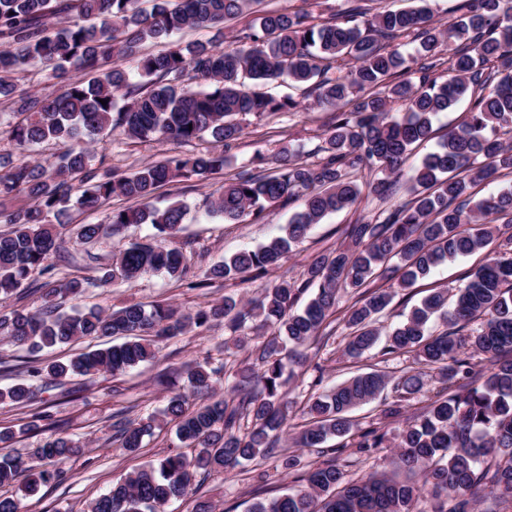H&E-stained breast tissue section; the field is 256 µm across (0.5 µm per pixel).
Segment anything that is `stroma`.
Wrapping results in <instances>:
<instances>
[{"instance_id":"35a3bbf8","label":"stroma","mask_w":512,"mask_h":512,"mask_svg":"<svg viewBox=\"0 0 512 512\" xmlns=\"http://www.w3.org/2000/svg\"><path fill=\"white\" fill-rule=\"evenodd\" d=\"M266 92L276 97L293 95L301 106L298 111L291 113L243 116L241 124L244 132L233 146L230 163L224 171L188 182L166 184L155 191L151 200L152 205L161 208L174 201L186 205L188 213L182 229L176 237L168 239L167 244L180 249L195 266H209L281 235L289 217L302 208V202L298 199L284 207L277 205L269 208L264 218L253 224H227L222 218L207 213L210 200L220 192L225 180L248 168L255 153L261 152L271 157L288 144L310 151L322 140L328 110L317 107L313 99L303 96L302 92H290L285 85L267 86ZM208 146L205 140L189 144L134 142L115 133L100 139L93 149L96 158L104 159L106 166L128 174L162 154H190ZM129 205L128 199L115 196L104 205L73 211L63 217L60 232L74 260L60 269L58 280L95 276L94 263L87 260L83 247L75 241L76 227L84 223H107L112 210ZM379 207L378 200L364 195L353 206L314 225L308 237L294 248L287 264L270 272L263 280L223 281L209 288L189 289L158 273L132 283L93 289L77 299L66 298L63 308L68 311L76 306H99L117 310L134 303H169L179 310L191 311L222 300L227 295L248 300L260 296L266 284H275L284 279L297 280L312 254L335 249L343 240L345 225L370 218ZM486 257V251L480 250L438 267L428 278L418 282L409 294L394 298V312L382 318V326H394L397 313L409 311L429 289L456 292L464 285L466 274L482 265ZM345 334V329L340 328L327 341L309 344L306 365L296 369L294 378L287 385L289 397L303 398L313 385L318 386L319 390H327L361 372L378 370L397 378L416 366L413 355L385 356L377 348L361 358H347L342 354ZM229 338V331L220 322L204 330L195 328L158 342L153 362L114 376L100 374L91 378H77L76 384L81 389L77 398L63 397L59 389L49 387L23 409L0 403V430L8 428L17 433L11 450H8L12 454L23 455L39 445L41 434L30 432L28 426L34 414L46 408L51 409L55 418L63 422L65 434L86 445L84 455L68 463L67 480L59 485H43L34 495L22 498L21 512H81L87 501L105 493L112 483L148 460L180 449L174 424L162 421L154 435L145 438L139 452H126L112 441V417L122 407L130 408L131 416L136 420L159 414L169 397L181 390L183 372L188 365L207 361L216 368L223 363L224 343ZM163 373L168 374L169 384H160L159 376ZM8 451L0 447V456ZM298 486L293 475L279 467L277 459L258 458L232 471L211 475L203 483L200 493L213 503L215 512H247L256 499V489H263L265 496L269 497Z\"/></svg>"}]
</instances>
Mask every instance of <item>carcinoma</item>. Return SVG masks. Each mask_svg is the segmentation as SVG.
Instances as JSON below:
<instances>
[{"label": "carcinoma", "instance_id": "cac0c4a2", "mask_svg": "<svg viewBox=\"0 0 512 512\" xmlns=\"http://www.w3.org/2000/svg\"><path fill=\"white\" fill-rule=\"evenodd\" d=\"M263 0H0V101L20 116L10 131L18 157H0V200L23 194L29 204L0 211V294L20 288L35 271L52 275L48 263L60 233L49 215L73 207L94 208L114 196L139 202L112 211L106 224H81L77 239L96 244L107 232L129 224H150L170 238L183 224L186 206L174 201L150 205L162 185L190 181L222 170L241 137L238 117L291 112L293 97L254 91L249 82L286 81L308 85L317 106L336 109L325 130L320 158L309 163L284 148L274 158L258 152L251 165L275 164L269 174L243 172L224 183L209 213L230 224L258 222L265 211L301 197L304 205L284 234L244 249L199 274L183 252L134 242L98 278L52 280L40 286L35 312L0 314V333L35 362L29 378L0 390V402L28 406L37 391L62 387L73 377L125 372L154 358L152 338L173 337L224 320L234 346L248 349L247 363L224 373L229 397L213 400L215 371L196 363L185 371L183 391L171 396L161 416L176 423L178 439L191 452L155 456L87 504L88 512H166L174 500L214 473L235 469L280 447L292 402L283 391L291 365L305 363L302 348L332 325L339 292L352 294L343 313L348 333L343 349L361 357L380 340V318L392 292L379 279L413 287L438 266L491 243L487 261L466 276L453 302L432 290L405 319L386 333L384 354H414L424 370L396 382L370 372L307 397L308 416L296 443L328 449L332 458L311 463L301 454L281 467L305 483L252 503L248 512H472L471 492L490 485L498 498L512 497V186L477 202L471 188L502 172L512 174V0H459L448 24L433 21L428 0L406 9L375 13L351 0L339 19L322 23L302 10H266L240 44L220 49L213 41L176 44L164 52L142 51L147 42L169 39L185 28L225 25ZM65 22L51 31L48 21ZM409 38L415 56L406 58L392 42ZM136 61V75L111 64ZM41 64L60 85L48 95L15 96L14 75ZM90 75L77 79L73 73ZM193 73L200 87L183 85ZM474 99L465 119L448 130L410 175L407 156L433 136V119L467 93ZM107 104H101V101ZM399 104L403 113H392ZM118 132L130 140L191 143L206 136L224 146L195 154H170L121 175L85 147L73 146L46 167L28 158L45 141L93 140ZM406 188L411 199L348 224V244L317 252L302 277L264 289L253 301L232 296L183 314L168 304H131L115 312L97 306L72 314L58 299L81 297L113 280L134 282L164 272L191 289L218 280L261 279L282 266L292 249L327 215L356 203L362 193L385 201ZM315 294L301 309V297ZM441 317L449 329L435 334L429 322ZM260 320L271 335L248 346L247 323ZM480 327L463 336L471 322ZM120 337L123 342L83 352L65 362H39L46 348L85 337ZM486 356L487 370L475 369L465 350ZM443 384L414 420L396 433L390 469L366 478L350 477L339 463L349 448L368 455L393 434V425L427 385V370ZM393 385L396 399L383 421L358 426L350 411ZM157 417L112 423V439L130 453L143 448ZM85 453L68 436L55 433L26 456L0 457V488L28 472L19 491L67 479L65 464Z\"/></svg>", "mask_w": 512, "mask_h": 512}]
</instances>
